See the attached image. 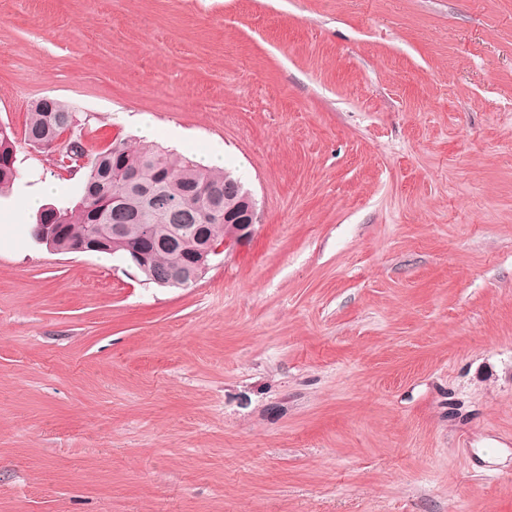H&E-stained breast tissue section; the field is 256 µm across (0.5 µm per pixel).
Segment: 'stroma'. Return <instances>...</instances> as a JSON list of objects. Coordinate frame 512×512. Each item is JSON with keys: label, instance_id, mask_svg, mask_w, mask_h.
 Here are the masks:
<instances>
[{"label": "stroma", "instance_id": "obj_1", "mask_svg": "<svg viewBox=\"0 0 512 512\" xmlns=\"http://www.w3.org/2000/svg\"><path fill=\"white\" fill-rule=\"evenodd\" d=\"M186 131L258 203L203 279L0 199V512H512V0H0V124ZM136 123L141 133L145 136L162 133L171 141L180 142L182 140V134L177 128L168 127L165 130H160L156 120L150 114L144 113L137 116Z\"/></svg>", "mask_w": 512, "mask_h": 512}]
</instances>
